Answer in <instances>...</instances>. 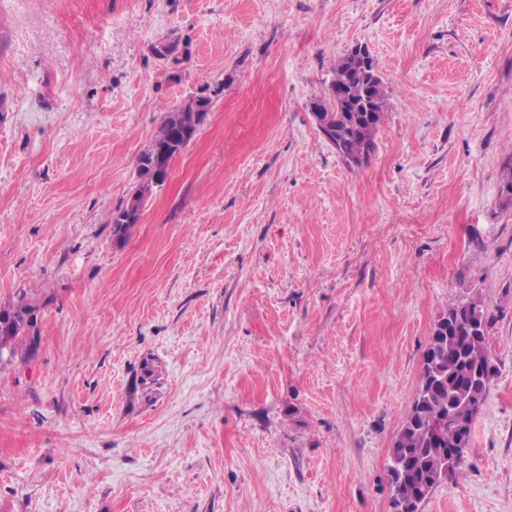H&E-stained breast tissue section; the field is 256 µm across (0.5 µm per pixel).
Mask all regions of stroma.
I'll list each match as a JSON object with an SVG mask.
<instances>
[{
    "instance_id": "1",
    "label": "stroma",
    "mask_w": 512,
    "mask_h": 512,
    "mask_svg": "<svg viewBox=\"0 0 512 512\" xmlns=\"http://www.w3.org/2000/svg\"><path fill=\"white\" fill-rule=\"evenodd\" d=\"M358 44L387 112L355 164L310 104ZM511 165L512 0H0V303L40 308L0 364V512H391L432 324L473 299L492 375L422 512H512ZM157 44L163 45L165 48V54L157 57L160 60L165 61L172 67L174 65H181L190 56V41H182L180 38H167L159 41ZM190 95L180 105L166 111L159 130L154 136L150 146L144 150L137 160L138 177L140 182L131 194L127 202L140 201L142 198L140 188L143 185L142 176L149 171L146 166L152 161L153 156L157 155L158 162L166 168L174 156H178L194 140L191 136L182 137L184 128L190 126L193 122L195 107L199 99L206 100L212 107V98L203 94Z\"/></svg>"
}]
</instances>
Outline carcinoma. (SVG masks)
Wrapping results in <instances>:
<instances>
[{
  "mask_svg": "<svg viewBox=\"0 0 512 512\" xmlns=\"http://www.w3.org/2000/svg\"><path fill=\"white\" fill-rule=\"evenodd\" d=\"M165 54L159 59L169 65H180L190 56V41L167 38L160 41ZM373 81H364L361 63L346 54L333 68L331 94L321 101L323 118L328 126L324 131L330 136L336 151L349 161L358 163L375 149V133L383 120L386 94L375 62H369ZM212 103L203 93L189 96L180 105L166 111L159 130L150 146L137 160L138 176L147 174L146 166L157 158L162 167L193 141L183 137L184 128L193 122L198 100ZM448 314L457 317L454 324L435 321L424 353L423 366L413 403L398 431L390 452L388 479L392 491V504H403L409 512H421L422 504L437 486L432 474L440 463H446L449 474H454L463 460V453L452 456L451 443L459 436L456 420H465L467 432H472L475 417L461 408L455 418L448 417V407L467 395L484 400L490 378L487 353L488 320L482 304L476 300L448 305ZM38 307L28 297L27 291L0 306V335L10 337L9 358L18 354L30 358L39 343ZM481 366L484 379L474 386L471 372ZM444 419V433L433 435L431 423L435 418Z\"/></svg>",
  "mask_w": 512,
  "mask_h": 512,
  "instance_id": "obj_1",
  "label": "carcinoma"
}]
</instances>
